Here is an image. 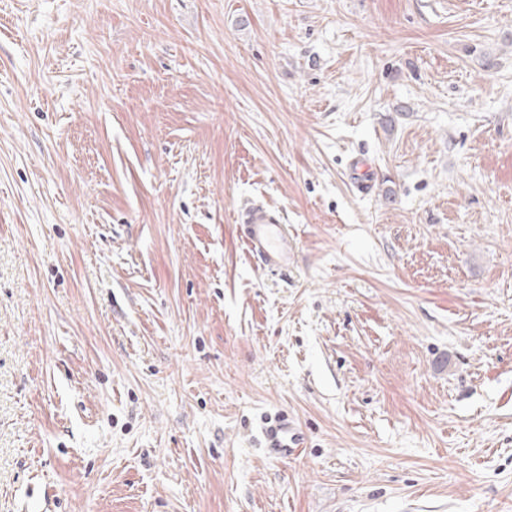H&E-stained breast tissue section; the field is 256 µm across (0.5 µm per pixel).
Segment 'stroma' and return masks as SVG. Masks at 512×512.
Segmentation results:
<instances>
[{"mask_svg": "<svg viewBox=\"0 0 512 512\" xmlns=\"http://www.w3.org/2000/svg\"><path fill=\"white\" fill-rule=\"evenodd\" d=\"M0 512H512V0H0ZM237 223L244 242L260 267L270 272L288 270L295 261V238L283 224L281 211L266 204H251L239 210ZM267 446L279 456H288L297 448H303V442L299 438L292 423L288 418H278L265 430Z\"/></svg>", "mask_w": 512, "mask_h": 512, "instance_id": "1", "label": "stroma"}]
</instances>
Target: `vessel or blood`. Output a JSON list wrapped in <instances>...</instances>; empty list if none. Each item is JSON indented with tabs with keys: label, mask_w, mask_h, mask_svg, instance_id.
<instances>
[{
	"label": "vessel or blood",
	"mask_w": 512,
	"mask_h": 512,
	"mask_svg": "<svg viewBox=\"0 0 512 512\" xmlns=\"http://www.w3.org/2000/svg\"><path fill=\"white\" fill-rule=\"evenodd\" d=\"M237 222L244 242L260 267L270 272L288 270L295 261L296 242L287 230L279 209L252 204L239 210ZM268 448L279 456L288 455L303 442L287 418L276 419L265 431Z\"/></svg>",
	"instance_id": "vessel-or-blood-1"
}]
</instances>
